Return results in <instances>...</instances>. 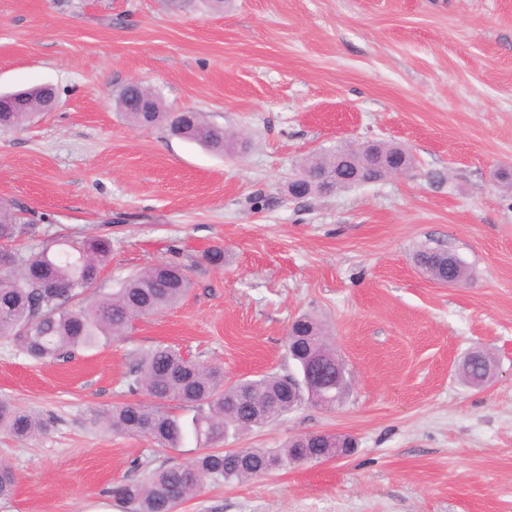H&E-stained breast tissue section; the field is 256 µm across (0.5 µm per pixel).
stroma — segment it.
<instances>
[{
	"mask_svg": "<svg viewBox=\"0 0 512 512\" xmlns=\"http://www.w3.org/2000/svg\"><path fill=\"white\" fill-rule=\"evenodd\" d=\"M139 81L166 111L193 110L245 140L215 154L116 106ZM51 85L54 111L0 131V198L31 210L40 237H105L115 288L163 261L193 287L178 305L67 362L0 341V398L48 423L0 460L19 475L0 512H123L112 495L136 463H185L93 422L130 401L131 352L158 344L232 383L283 375L288 328L326 327L353 384L228 438L279 448L350 435L340 460L206 484L176 512H512V0H0V91ZM405 147L399 177L307 199L296 168L337 143ZM423 244L470 271L442 287L414 264ZM224 264L203 261L212 248ZM474 349L495 374L458 372Z\"/></svg>",
	"mask_w": 512,
	"mask_h": 512,
	"instance_id": "obj_1",
	"label": "stroma"
}]
</instances>
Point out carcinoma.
I'll use <instances>...</instances> for the list:
<instances>
[{
  "instance_id": "1",
  "label": "carcinoma",
  "mask_w": 512,
  "mask_h": 512,
  "mask_svg": "<svg viewBox=\"0 0 512 512\" xmlns=\"http://www.w3.org/2000/svg\"><path fill=\"white\" fill-rule=\"evenodd\" d=\"M144 95L153 99L156 112H134L129 102ZM53 96L50 88L34 86L16 94L13 111L0 114V127L18 128L42 109ZM118 107L132 126L163 125L184 139L224 153L230 135L224 127L206 121L200 112L179 128L169 121L157 93L140 85L123 87ZM383 162L411 165L412 156L395 145L381 146ZM376 165L374 154L346 143L304 160L301 170L316 177L336 171L337 188H350ZM28 210L0 200V338L12 342L30 360L67 359L75 353L96 348L125 333L132 320L156 315L178 303L191 288L184 270L173 263H160L136 272L108 293L98 290L101 270L110 261L112 242L91 237L81 242L45 239L28 249L14 243L33 232L35 220ZM415 263L433 281L459 273L469 278L466 264L448 251L429 245L414 254ZM315 337L320 350L329 354L328 374L347 384L348 371L336 362V350L325 342L320 322L303 316L292 324L287 345L294 371L310 360L307 337ZM288 375L266 374L235 383L224 382L223 372L180 350L165 345L136 351L126 376L128 391L144 395L146 401L115 405L99 413L96 422L106 428L145 437L163 450L176 451L191 437L203 445L189 464L144 466L141 477L125 482L114 496L128 512H175L194 498L205 483H230L267 474L302 462L300 449L331 453L329 444L309 434L296 437L282 448L224 450L212 447L230 434L261 427L300 406L288 399ZM176 403L192 412L185 419L168 410ZM19 440L43 434L47 422L40 415L20 410L0 399V429ZM18 476L0 463V500L12 496Z\"/></svg>"
}]
</instances>
